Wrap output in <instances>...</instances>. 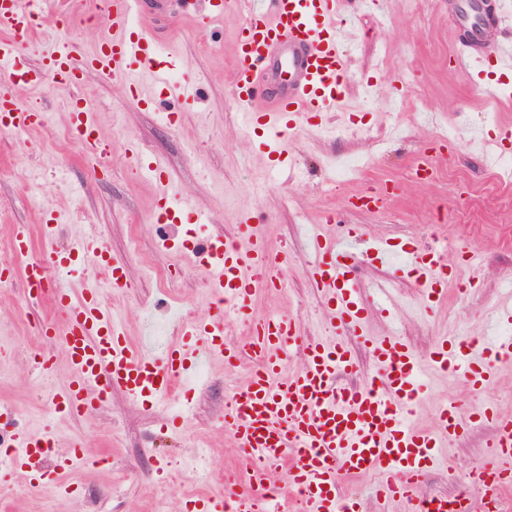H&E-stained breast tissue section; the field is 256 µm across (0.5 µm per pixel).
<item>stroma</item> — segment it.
Wrapping results in <instances>:
<instances>
[{"label":"stroma","instance_id":"1","mask_svg":"<svg viewBox=\"0 0 512 512\" xmlns=\"http://www.w3.org/2000/svg\"><path fill=\"white\" fill-rule=\"evenodd\" d=\"M338 7L348 27L362 35L352 56L348 105L327 113L322 126L302 125L291 145L294 165L280 170L272 167L258 137L244 132L231 92L243 17L228 13L200 26L185 16L184 0H167L160 14L153 0H144L137 26L160 37L174 59L175 78L196 82L197 99L180 110L177 123L165 124L143 103L154 93L150 83L134 93L125 79L88 74L78 94L108 145L107 163L96 169L68 135L70 90L48 82L21 91L23 104L45 111L48 123L22 136L0 131V248L8 246L16 225L37 226L45 208L64 216L57 248L88 233L103 239L130 265V287L105 301L121 320L128 344L138 349L146 322L168 324L185 307L202 318L212 305L206 272L189 256L165 249L166 237L193 247L213 233L232 237L242 213L261 215L260 230L270 247L287 250L290 261L286 288L259 291L253 314L291 315L311 338L328 333L325 300L304 274L311 228L331 234L337 225L355 224L366 237L419 247L469 242L483 268L480 286L449 280L446 301L432 309L413 282L393 278L378 262H360L363 327L383 336L399 326L401 339L423 360L439 337L489 335L496 306L507 300L502 284L512 280V207L491 192L495 176L487 150L473 142L472 131L482 129L492 139L498 128L512 126V71L486 65V79L501 86L498 101L491 102L470 73L454 69L451 57L463 32L449 0H386L382 7L374 0H339ZM99 34L91 0H59L22 52L38 61L61 35L91 51ZM353 123L372 129L373 139L344 135V127ZM443 128L453 129L455 138L442 146L433 135ZM129 139L161 161L207 223L191 234L180 224L162 228L153 223L157 186L147 170L137 168L126 149ZM423 152L438 169L430 181L413 174L412 159ZM371 154L373 165L338 189L326 190L336 164ZM392 182L400 190L384 209L350 208V197ZM78 210L86 221L74 219ZM148 266L173 275L164 281L146 278ZM62 318L50 299L27 300L22 278L0 287V408L20 412L30 432H52L59 447L87 448L91 460L72 474L71 495L53 483L30 486L0 474V512H189L193 500L223 492L237 459L224 411L250 375L252 361L228 371L221 359H213L208 385L188 392L193 409L179 433L167 428L168 407L135 406L118 392L97 411L53 416L45 409L49 390L33 361L53 355L60 386L67 382L68 361L64 350L34 325ZM426 382L427 397L413 421L418 429H433L436 406L449 401L473 407L490 400L512 414V363L499 364L493 382L481 392L441 371L428 372ZM490 438L489 427L482 426L443 443L437 450L440 463L422 482L421 494L464 490L458 476L481 462ZM200 448L206 451L205 470L185 484L169 483L170 468L190 465Z\"/></svg>","mask_w":512,"mask_h":512}]
</instances>
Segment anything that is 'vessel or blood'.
<instances>
[{"label": "vessel or blood", "instance_id": "vessel-or-blood-1", "mask_svg": "<svg viewBox=\"0 0 512 512\" xmlns=\"http://www.w3.org/2000/svg\"><path fill=\"white\" fill-rule=\"evenodd\" d=\"M55 0H0V129L17 134L44 125L45 114L20 101L18 89L37 88L51 81L67 88L90 72L120 75L139 81L148 77L169 96L188 102L194 88L173 82V64L152 33L134 30L133 21L143 0H97L103 23L96 50L86 51L75 40H63L45 52L40 68L28 66L18 46L34 31L32 19L48 12ZM214 14L230 10L243 13V36L236 49L232 95L241 107L249 131H271L264 147L281 168H291L290 143L302 118L328 112L346 103L353 44L346 40L336 0H209ZM480 24L459 16L464 41L453 55L456 68L474 71L486 59L512 69V35L489 37L500 27L499 15L487 12L475 0ZM69 126L83 143L99 142L88 107L71 99ZM159 187L163 221L177 223L195 214L196 205L181 196L160 162L147 165ZM60 214L45 212L39 224L45 243L41 262L26 265L23 276L36 293L52 290L53 300L65 313L64 323L41 321V335L63 345L71 367L64 389L52 392L54 413H86L104 405L118 391L137 405L169 402L176 384L191 385L198 372L214 357L233 368L243 360L257 364L240 391V399L227 407L224 425L236 448L244 449L249 464L227 476L222 493L195 501L196 512H279L278 498L302 497L306 512H362L360 501L346 495L342 478L373 476L374 512H387L401 503L405 512H505L504 494L512 490V415L492 403L470 409L440 405L436 425L425 432L410 420L426 390L423 366L416 354L396 334L365 337L375 366L363 386L343 385L345 376L357 373V362L342 341L309 339L297 329L294 317L252 315L257 289L278 288L288 264L287 251H274L259 233L252 216L239 219L236 235L211 236L192 250L194 263L207 274L214 299L208 316L181 323V344L162 349L146 340L132 349L97 288H49L44 267L71 273L82 256L94 259L105 283L120 292L130 285L129 265L114 256L95 236L74 240L65 249L54 245ZM366 243L383 267L395 277L411 279L428 307L447 297L449 264L443 246L416 247L386 239L365 241L360 226H341L339 233L314 232L312 259L305 269L309 280L326 300L331 331L361 334L362 305L355 277L358 255L352 247ZM234 320L250 325L246 342L224 338V324ZM512 360V336H497L479 344L463 336H446L436 342L431 363L435 369L462 377L472 389L489 385L501 361ZM295 370H288V363ZM15 410H0V435L10 440L0 453V469L31 484L54 481L87 460L84 448L56 450L57 462L47 466L48 433L14 430ZM486 421L493 437L471 483L481 499L462 491L454 495L420 496L425 474L437 463L440 444L466 434L472 422ZM287 468V483L272 482L273 468Z\"/></svg>", "mask_w": 512, "mask_h": 512}]
</instances>
